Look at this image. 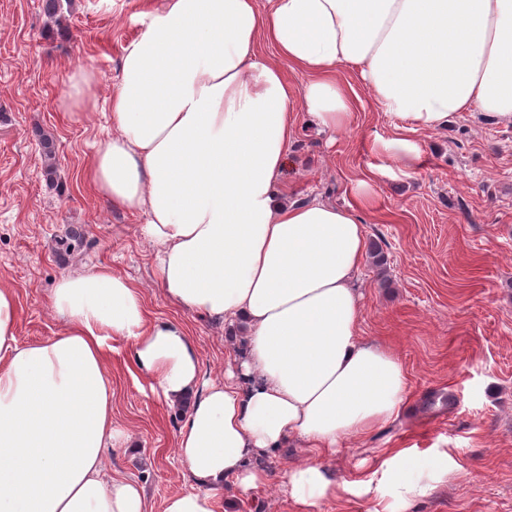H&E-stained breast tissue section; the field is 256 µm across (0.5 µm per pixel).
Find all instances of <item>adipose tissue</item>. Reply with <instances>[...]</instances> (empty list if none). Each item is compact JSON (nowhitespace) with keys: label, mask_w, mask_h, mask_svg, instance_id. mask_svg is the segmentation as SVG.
Masks as SVG:
<instances>
[{"label":"adipose tissue","mask_w":512,"mask_h":512,"mask_svg":"<svg viewBox=\"0 0 512 512\" xmlns=\"http://www.w3.org/2000/svg\"><path fill=\"white\" fill-rule=\"evenodd\" d=\"M359 86L399 120L374 148L408 173L416 133L467 112L512 126V0H161L143 13L110 97L114 133L85 178L144 215L165 295L238 350L223 380H203L184 325L148 318L140 290L106 267L62 277L48 298L62 330L22 344L17 296L0 286V512H150L142 487L107 467L108 449L131 442L112 422L115 337L182 419L177 454L195 487L163 512H214L227 481L255 489L267 479L255 460L292 442L311 456L284 484L316 512L336 492L320 455L406 410L403 364L359 330L371 180L342 207L291 202L282 183L300 119L348 129ZM381 466L393 490L381 512H403L446 472L408 448Z\"/></svg>","instance_id":"ef3b65f1"}]
</instances>
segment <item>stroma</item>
<instances>
[{
	"label": "stroma",
	"mask_w": 512,
	"mask_h": 512,
	"mask_svg": "<svg viewBox=\"0 0 512 512\" xmlns=\"http://www.w3.org/2000/svg\"><path fill=\"white\" fill-rule=\"evenodd\" d=\"M157 4L74 0L60 33L41 0H0V284L16 292L17 339L31 344L62 328L47 306L61 277L111 268L140 289L149 316L185 326L213 380L231 355L222 328L159 287L155 247L137 229L142 215L110 207L82 179L112 135L107 100L123 49ZM79 65L97 77L96 103L71 114L59 101ZM397 124L359 91L350 130L329 135L302 124L285 173L291 200L339 206L351 202L357 180L372 178L375 205L360 217L386 263L358 272L361 330L399 357L409 381L407 413L322 458L336 481L363 465L369 490H337L317 512H378L392 493L380 464L395 448L448 460L447 476L406 512H512V126L467 117L418 133L425 150L414 174H375L382 158L372 142L394 136ZM39 128L56 141L55 188L43 177ZM65 239L71 249L61 248ZM111 345L112 420L139 449H109V470L140 484L162 512L168 496L194 486L176 453L181 419L136 374L129 341ZM308 456L293 444L259 458L266 483L245 495L227 484L216 512H297L281 476Z\"/></svg>",
	"instance_id": "obj_1"
}]
</instances>
